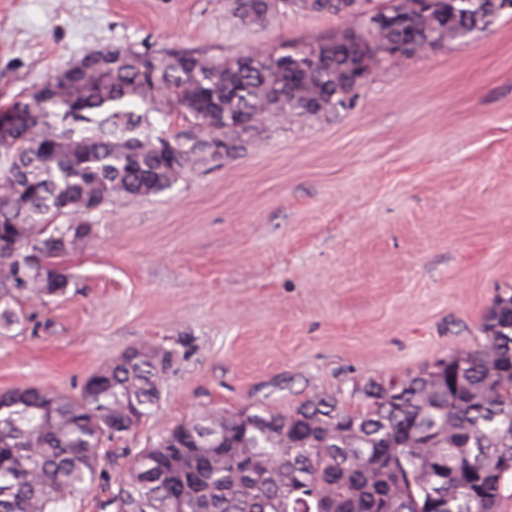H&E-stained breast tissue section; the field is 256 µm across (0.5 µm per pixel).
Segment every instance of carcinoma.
Listing matches in <instances>:
<instances>
[{
    "instance_id": "carcinoma-1",
    "label": "carcinoma",
    "mask_w": 512,
    "mask_h": 512,
    "mask_svg": "<svg viewBox=\"0 0 512 512\" xmlns=\"http://www.w3.org/2000/svg\"><path fill=\"white\" fill-rule=\"evenodd\" d=\"M287 9L348 16L360 0H232L244 24ZM389 0L379 30L347 28L310 47L252 48L217 59L116 45L112 67L0 109V328L24 319L17 298L65 292L57 258L85 249L90 217L113 199L171 189L208 160L239 156L275 118L347 111L360 75L488 29L462 3ZM182 115L157 132L153 115ZM63 217L65 222L56 223ZM484 342L378 396L352 392L355 410L316 393L287 413L208 410L159 432L135 453L100 512H432L442 490L455 512H497L512 467V292L495 297ZM168 356L152 346L102 364L78 393L26 385L0 390V512H59L99 474L100 450L135 432L157 405Z\"/></svg>"
}]
</instances>
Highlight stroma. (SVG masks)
Returning a JSON list of instances; mask_svg holds the SVG:
<instances>
[{"mask_svg": "<svg viewBox=\"0 0 512 512\" xmlns=\"http://www.w3.org/2000/svg\"><path fill=\"white\" fill-rule=\"evenodd\" d=\"M359 23L291 11L246 28L228 0H0V106L90 49L281 52ZM59 262L66 292L21 300L23 325L0 334V390L74 394L131 347L173 351L134 452L203 409L285 412L322 391L353 407L368 380L476 348L512 288V12L381 60L350 110L270 120L245 154L114 201ZM114 454L64 512H98Z\"/></svg>", "mask_w": 512, "mask_h": 512, "instance_id": "35a3bbf8", "label": "stroma"}]
</instances>
